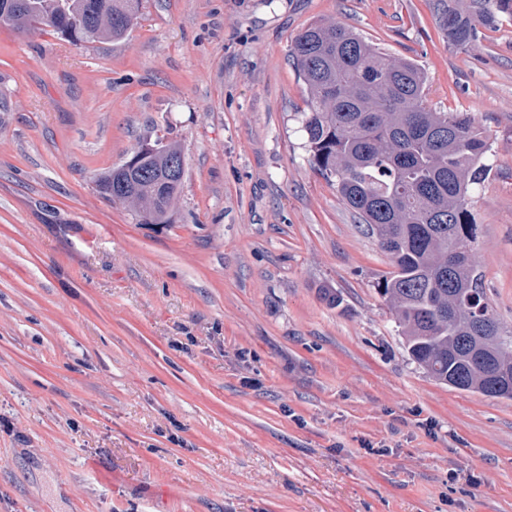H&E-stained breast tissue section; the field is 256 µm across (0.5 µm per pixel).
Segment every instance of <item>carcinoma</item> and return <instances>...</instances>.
<instances>
[{"label": "carcinoma", "mask_w": 512, "mask_h": 512, "mask_svg": "<svg viewBox=\"0 0 512 512\" xmlns=\"http://www.w3.org/2000/svg\"><path fill=\"white\" fill-rule=\"evenodd\" d=\"M141 0H0V25H40L64 39L123 38ZM448 47L512 22V0H433ZM293 65L310 111L302 130L320 175L376 235L394 271L378 282L412 359L438 381L512 399V333L502 330L474 261L471 191L490 169L488 130L468 112L427 105L426 75L337 23L314 22L294 39ZM178 145L100 173L112 202L138 207L140 223L167 224L182 182Z\"/></svg>", "instance_id": "obj_1"}]
</instances>
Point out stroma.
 <instances>
[{"label": "stroma", "mask_w": 512, "mask_h": 512, "mask_svg": "<svg viewBox=\"0 0 512 512\" xmlns=\"http://www.w3.org/2000/svg\"><path fill=\"white\" fill-rule=\"evenodd\" d=\"M316 21L487 127L474 260L512 332V24L455 50L430 0H141L119 41L0 27V512H512V400L411 360L391 260L316 170L289 57ZM147 141L185 161L166 224L95 190Z\"/></svg>", "instance_id": "35a3bbf8"}]
</instances>
